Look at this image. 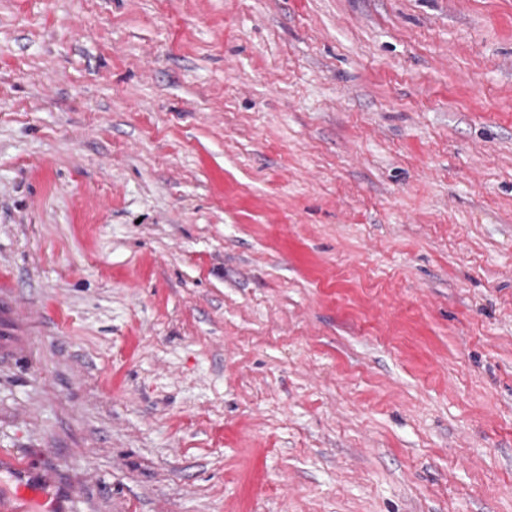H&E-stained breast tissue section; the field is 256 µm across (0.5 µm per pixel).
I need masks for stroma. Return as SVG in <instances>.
I'll list each match as a JSON object with an SVG mask.
<instances>
[{"label":"stroma","mask_w":512,"mask_h":512,"mask_svg":"<svg viewBox=\"0 0 512 512\" xmlns=\"http://www.w3.org/2000/svg\"><path fill=\"white\" fill-rule=\"evenodd\" d=\"M0 304L73 512H512V0H0Z\"/></svg>","instance_id":"obj_1"}]
</instances>
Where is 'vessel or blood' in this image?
<instances>
[{"label": "vessel or blood", "mask_w": 512, "mask_h": 512, "mask_svg": "<svg viewBox=\"0 0 512 512\" xmlns=\"http://www.w3.org/2000/svg\"><path fill=\"white\" fill-rule=\"evenodd\" d=\"M8 472L15 485V493L9 497H0V512H16L17 501L36 502L44 512H67V508L56 497L49 485L39 479L32 469L29 459L21 452L0 454V472Z\"/></svg>", "instance_id": "vessel-or-blood-1"}]
</instances>
